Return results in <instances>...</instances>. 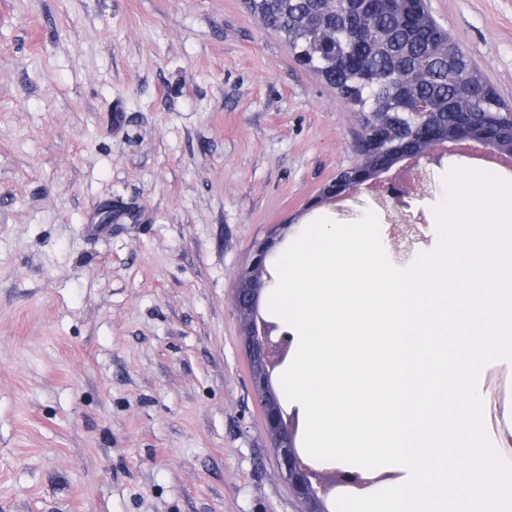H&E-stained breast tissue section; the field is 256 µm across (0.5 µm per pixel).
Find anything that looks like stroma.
Instances as JSON below:
<instances>
[{
  "label": "stroma",
  "mask_w": 512,
  "mask_h": 512,
  "mask_svg": "<svg viewBox=\"0 0 512 512\" xmlns=\"http://www.w3.org/2000/svg\"><path fill=\"white\" fill-rule=\"evenodd\" d=\"M512 105V0H428ZM364 114L248 0H0V512H301L233 310L275 224L361 161ZM465 157L411 199L417 252ZM512 462V361L479 378Z\"/></svg>",
  "instance_id": "35a3bbf8"
}]
</instances>
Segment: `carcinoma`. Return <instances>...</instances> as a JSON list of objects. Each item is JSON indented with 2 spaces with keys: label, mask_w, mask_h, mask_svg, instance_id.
Instances as JSON below:
<instances>
[{
  "label": "carcinoma",
  "mask_w": 512,
  "mask_h": 512,
  "mask_svg": "<svg viewBox=\"0 0 512 512\" xmlns=\"http://www.w3.org/2000/svg\"><path fill=\"white\" fill-rule=\"evenodd\" d=\"M320 8L317 0H286L282 4L254 0L252 10L260 14L269 30L283 37L293 52L317 46L314 57L323 69L325 80L336 86L344 99L361 111L378 108L391 111L390 84L407 82L418 95L436 103L442 123L448 129L457 126L458 113L467 112L476 130L483 128L487 114H496V124L502 143H512V107L499 98L485 97L484 84L479 73L467 63L461 69L448 73V56L442 50L447 44L458 53L459 47L448 33L425 11L405 22L398 14H380L365 22L345 23L343 15L327 17L325 28L305 23V18ZM386 35L390 42L403 50L399 61L367 49L362 52L359 66L345 63L346 42L357 37L374 42L373 35Z\"/></svg>",
  "instance_id": "obj_1"
}]
</instances>
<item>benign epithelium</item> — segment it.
<instances>
[{"mask_svg":"<svg viewBox=\"0 0 512 512\" xmlns=\"http://www.w3.org/2000/svg\"><path fill=\"white\" fill-rule=\"evenodd\" d=\"M396 103L400 108L398 112L368 113L362 146L365 160L327 185L320 196L321 202L345 201L365 192L386 212L388 223L416 231L417 222L405 200L408 195L407 172L420 175L426 172L427 165L438 163L445 156L468 157L484 150L492 151L500 164L512 169V146L502 145L491 135L475 138L464 128L448 134V130L438 124L432 104L416 95L404 94ZM398 127L414 128L422 133V139L417 143L407 142L397 151L387 149L383 161L374 163L380 144L392 139ZM285 229L284 225H274L264 238L254 242L250 263L238 273L234 312L243 324L244 345L253 366L252 387L261 400L264 425L274 439V448L288 484L303 504V512H322L328 501L339 493L363 491L392 478V475L366 476L358 471L318 467L305 461L296 449L294 416L285 411L272 385L276 368L287 357L291 338L288 332L280 330L279 325L266 322L260 316L262 287L272 281L268 258L275 244L284 238ZM395 235L393 251L401 260L413 251L419 237L399 229Z\"/></svg>","mask_w":512,"mask_h":512,"instance_id":"1","label":"benign epithelium"}]
</instances>
